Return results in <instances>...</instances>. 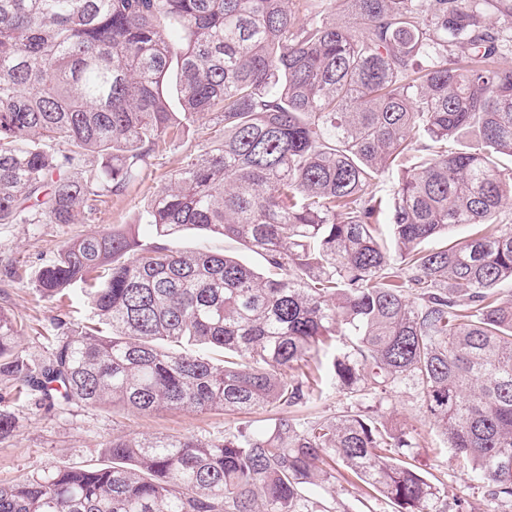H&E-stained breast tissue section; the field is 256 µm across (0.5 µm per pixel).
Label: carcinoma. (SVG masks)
Returning a JSON list of instances; mask_svg holds the SVG:
<instances>
[{
  "instance_id": "cac0c4a2",
  "label": "carcinoma",
  "mask_w": 512,
  "mask_h": 512,
  "mask_svg": "<svg viewBox=\"0 0 512 512\" xmlns=\"http://www.w3.org/2000/svg\"><path fill=\"white\" fill-rule=\"evenodd\" d=\"M212 114L145 225L237 239L269 275L76 237L37 283L59 302L85 285L97 323L32 366L0 308V378L50 407L279 414L115 438L105 464L0 485V512H332L337 462L392 512H438L441 488L388 456L410 431L291 412L325 386L381 401L406 382L512 502V0H0V224L91 220ZM461 225L478 230L448 243Z\"/></svg>"
}]
</instances>
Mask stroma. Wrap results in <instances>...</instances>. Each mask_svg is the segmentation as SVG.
<instances>
[{
  "mask_svg": "<svg viewBox=\"0 0 512 512\" xmlns=\"http://www.w3.org/2000/svg\"><path fill=\"white\" fill-rule=\"evenodd\" d=\"M212 120H198L184 135L168 141L152 156L139 181L121 195L104 196L95 218L84 224H0V307L24 326L20 348L32 365L48 359L57 334L55 318L64 317L69 327L88 324L90 308L79 290L68 300L51 302L41 298L38 271L60 248L78 236L97 235L110 229H129L142 242L152 236L143 215L155 194L190 157L200 153L214 137ZM167 247L192 250L205 247L235 257L256 270H263L262 257L239 242L219 234L204 235L188 229L168 239ZM0 410L11 414L14 431L0 440V484L56 470L64 466L97 464L112 439L135 435L198 437L218 436L224 430L259 425L265 411L251 414L159 410L150 414L121 408L73 405L64 409L39 404L18 394L14 382L0 379ZM377 411L399 424L414 428L418 445L413 463L447 494L448 512H512V504L494 499L488 488L473 481L457 461L443 436L426 413L413 387L399 389L386 398ZM344 467L336 469L335 512H391L384 500L373 498L358 482L345 479Z\"/></svg>",
  "mask_w": 512,
  "mask_h": 512,
  "instance_id": "obj_1",
  "label": "stroma"
}]
</instances>
